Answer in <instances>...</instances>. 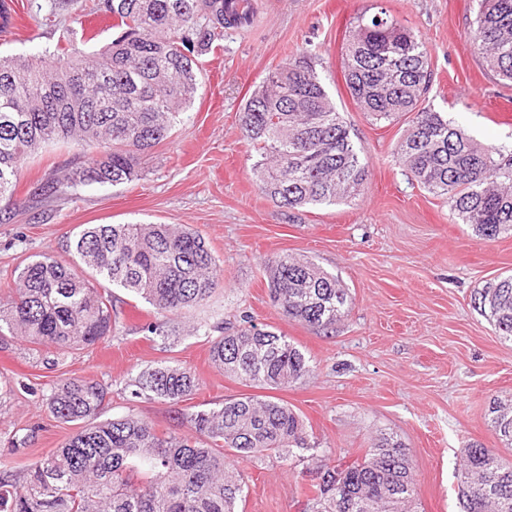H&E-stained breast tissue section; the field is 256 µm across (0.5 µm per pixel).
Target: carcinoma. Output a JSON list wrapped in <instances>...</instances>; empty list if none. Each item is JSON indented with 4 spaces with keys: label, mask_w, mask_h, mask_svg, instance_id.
I'll return each mask as SVG.
<instances>
[{
    "label": "carcinoma",
    "mask_w": 512,
    "mask_h": 512,
    "mask_svg": "<svg viewBox=\"0 0 512 512\" xmlns=\"http://www.w3.org/2000/svg\"><path fill=\"white\" fill-rule=\"evenodd\" d=\"M104 14L115 37L86 53L55 46L26 58L0 57V199L13 200L21 164L50 144L70 145L90 163L34 194L66 183H109L138 177L135 159L170 136L199 85L198 59L224 31L252 24L251 0H90L70 23ZM473 50L512 83V0H477L469 33ZM304 48L288 56L251 91L242 112L244 138L259 152L253 166L261 192L288 209L331 205L364 194L368 170L336 102ZM343 76L357 108L375 120L413 115L398 160L426 191L487 241L512 237V155L481 146L421 104L432 71L424 42L381 11L345 32ZM74 257L100 279L123 288L165 316L203 304L220 284L203 237L170 224H90ZM270 298L285 315L329 330L351 303L348 289L313 261L290 255L266 267ZM474 308L512 343V275L475 291ZM58 351L91 347L110 335L112 292L44 257L15 269L14 288L0 298V331ZM219 371L247 384L281 388L311 372L288 339L251 323L210 347ZM199 382L190 369L161 362L138 373L132 394L185 402ZM105 387L71 379L46 400L56 417L82 426L60 448L15 478L0 462V512H239L244 476L224 454L256 458L304 456L300 415L287 404L238 397L188 413L191 439L158 433L127 413L100 419ZM489 423L512 447V401L495 399ZM308 512H413L416 465L406 447L378 435L362 459L320 465ZM461 512H512V462L471 445L460 465Z\"/></svg>",
    "instance_id": "obj_1"
}]
</instances>
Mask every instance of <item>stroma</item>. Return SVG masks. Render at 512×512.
Listing matches in <instances>:
<instances>
[{
  "label": "stroma",
  "mask_w": 512,
  "mask_h": 512,
  "mask_svg": "<svg viewBox=\"0 0 512 512\" xmlns=\"http://www.w3.org/2000/svg\"><path fill=\"white\" fill-rule=\"evenodd\" d=\"M55 0H8L15 19L0 31V53L26 57L71 36L69 16L82 0L60 3L58 24L38 19ZM244 30L199 60L201 85L170 137L138 161L133 182L77 184L55 198L34 199L44 177H63L80 160L75 149L47 147L23 164L15 201L0 202V291L22 261L73 258V241L89 224L162 223L204 237L223 283L204 305L174 319L169 339L151 333L163 317L145 300L112 291V332L91 349L41 363L21 337L0 336V459L17 470L61 447L78 429L57 419L44 396L72 378L109 391L103 418L135 412L158 431L188 436L190 406L208 408L254 395L288 404L302 418L317 462L364 456L381 433L396 436L416 463L417 512H459L461 456L468 446L512 460L492 430L488 409L512 396V343L502 341L471 298L491 278L512 274V238L476 237L448 205L405 173L396 147L407 118L377 121L354 105L342 68L346 30L387 10L425 43L432 80L425 105L447 113L481 145L512 152V87H504L468 40L472 0H257ZM307 48L363 149L364 195L334 205L279 206L258 189L253 147L239 113L253 85L288 55ZM288 254L314 261L349 288L352 303L334 330L289 319L269 297L266 266ZM251 318L286 336L310 361L311 374L281 389L250 386L209 361L200 323L233 329ZM186 366L199 380L191 402L132 397L128 381L160 362ZM314 462V463H317ZM246 480L243 512H306L314 463L291 457L233 458Z\"/></svg>",
  "instance_id": "stroma-1"
}]
</instances>
